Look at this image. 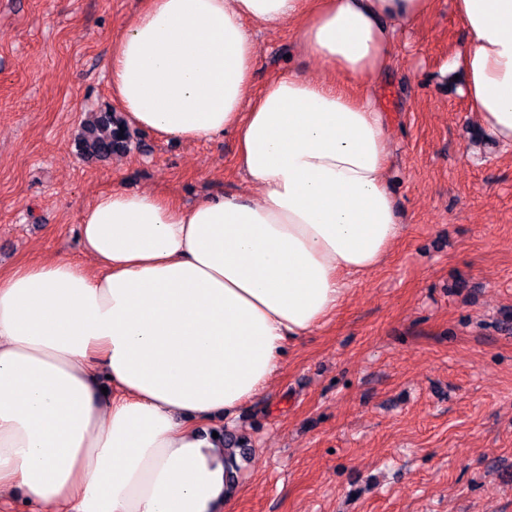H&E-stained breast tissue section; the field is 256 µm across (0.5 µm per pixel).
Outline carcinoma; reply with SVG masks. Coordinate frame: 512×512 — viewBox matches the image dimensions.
<instances>
[{
  "label": "carcinoma",
  "instance_id": "carcinoma-1",
  "mask_svg": "<svg viewBox=\"0 0 512 512\" xmlns=\"http://www.w3.org/2000/svg\"><path fill=\"white\" fill-rule=\"evenodd\" d=\"M132 145L125 116L110 108L86 113L75 140L77 154L88 161H108L130 152Z\"/></svg>",
  "mask_w": 512,
  "mask_h": 512
}]
</instances>
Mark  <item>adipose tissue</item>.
Wrapping results in <instances>:
<instances>
[{"label": "adipose tissue", "mask_w": 512, "mask_h": 512, "mask_svg": "<svg viewBox=\"0 0 512 512\" xmlns=\"http://www.w3.org/2000/svg\"><path fill=\"white\" fill-rule=\"evenodd\" d=\"M433 0H144L112 42V97L172 142L229 133L254 194L185 206L101 192L86 269L0 273V505L18 512H226L238 460L216 428L290 342L343 303L401 232L391 137L370 89ZM451 59L484 130L512 145V0H454ZM296 24L345 85L285 70L252 85L253 29Z\"/></svg>", "instance_id": "obj_1"}]
</instances>
